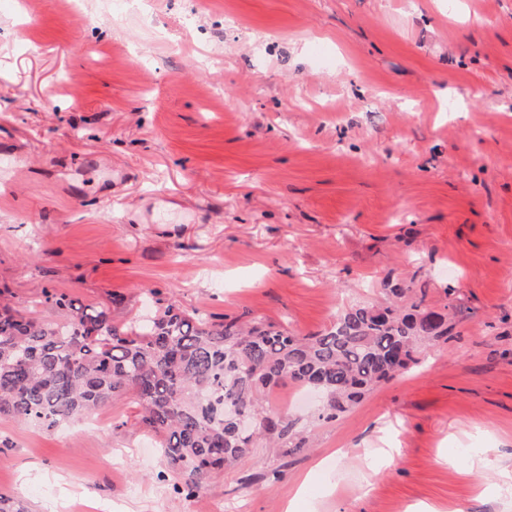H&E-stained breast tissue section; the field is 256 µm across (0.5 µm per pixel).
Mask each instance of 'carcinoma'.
Here are the masks:
<instances>
[{
    "instance_id": "carcinoma-1",
    "label": "carcinoma",
    "mask_w": 512,
    "mask_h": 512,
    "mask_svg": "<svg viewBox=\"0 0 512 512\" xmlns=\"http://www.w3.org/2000/svg\"><path fill=\"white\" fill-rule=\"evenodd\" d=\"M389 292L394 302L341 311L330 328L303 337L258 318L191 315L173 302L117 324L108 308L45 288L43 302L67 311L51 324L0 300V417L51 429L132 394L135 425L160 437L177 489L192 497L262 439L287 454L305 447L297 422L268 400L280 384L320 392L318 419L334 421L416 364L422 344L448 340V314L410 284Z\"/></svg>"
}]
</instances>
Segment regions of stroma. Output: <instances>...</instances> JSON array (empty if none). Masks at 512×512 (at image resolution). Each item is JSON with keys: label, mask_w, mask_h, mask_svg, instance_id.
Returning <instances> with one entry per match:
<instances>
[{"label": "stroma", "mask_w": 512, "mask_h": 512, "mask_svg": "<svg viewBox=\"0 0 512 512\" xmlns=\"http://www.w3.org/2000/svg\"><path fill=\"white\" fill-rule=\"evenodd\" d=\"M415 280L454 322L307 448L173 488L135 397L0 418L29 512H512V0H0V292L295 336ZM481 467L480 475L469 471Z\"/></svg>", "instance_id": "stroma-1"}]
</instances>
